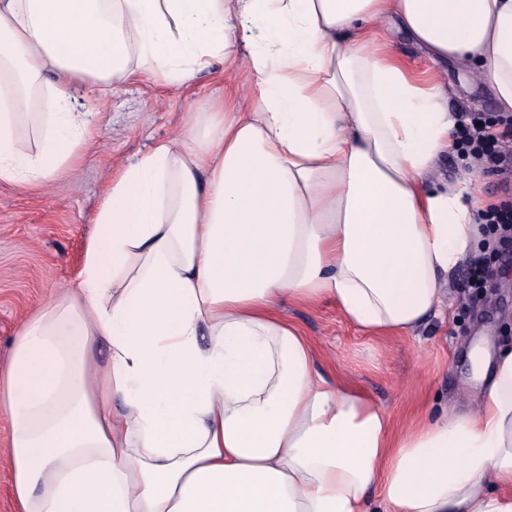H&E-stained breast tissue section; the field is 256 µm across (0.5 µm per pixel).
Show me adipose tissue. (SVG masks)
<instances>
[{"label": "adipose tissue", "instance_id": "ef3b65f1", "mask_svg": "<svg viewBox=\"0 0 512 512\" xmlns=\"http://www.w3.org/2000/svg\"><path fill=\"white\" fill-rule=\"evenodd\" d=\"M387 18L512 112V0H0V183L80 161L76 88L252 77L117 173L78 276L16 336L19 512H512V348L471 349L476 412L397 437L279 313L331 300L365 335L412 331L473 247L481 199L433 177L448 92L373 37Z\"/></svg>", "mask_w": 512, "mask_h": 512}]
</instances>
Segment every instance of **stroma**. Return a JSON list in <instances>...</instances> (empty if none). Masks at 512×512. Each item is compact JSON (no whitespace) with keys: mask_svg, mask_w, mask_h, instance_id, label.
<instances>
[{"mask_svg":"<svg viewBox=\"0 0 512 512\" xmlns=\"http://www.w3.org/2000/svg\"><path fill=\"white\" fill-rule=\"evenodd\" d=\"M410 69L436 74L448 88L451 112L498 118L490 83L458 63L431 58L394 20L378 31ZM224 94V64L215 62L190 86L167 90L147 78L113 85L100 104L94 138L80 163L56 174L45 187L0 183V364L7 362L23 323L55 289L73 281L95 216L115 171L153 142L168 138L187 113ZM448 182L473 180L491 205L503 200L502 175L468 168L449 151L435 171ZM474 254L487 255L496 274L492 287H467L465 266L448 277L441 316L414 332L377 338L358 332L334 303L284 304L283 315L314 344L326 377L350 382L369 394L402 430L432 408L476 411L482 387L471 379L465 353L477 337L493 348L512 346V252L491 248L480 235Z\"/></svg>","mask_w":512,"mask_h":512,"instance_id":"obj_1","label":"stroma"}]
</instances>
